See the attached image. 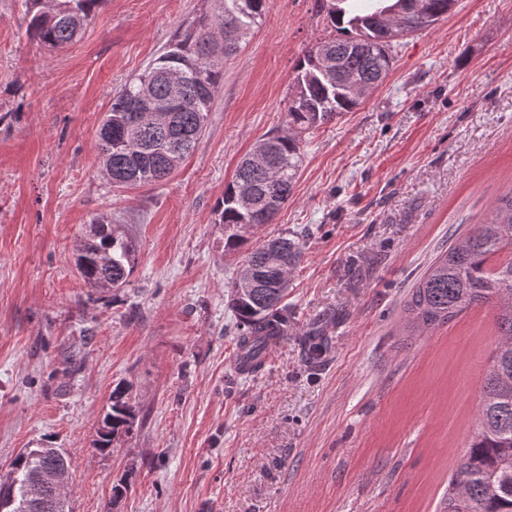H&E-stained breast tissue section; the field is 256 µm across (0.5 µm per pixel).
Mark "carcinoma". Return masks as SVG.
Returning a JSON list of instances; mask_svg holds the SVG:
<instances>
[{"instance_id": "obj_1", "label": "carcinoma", "mask_w": 512, "mask_h": 512, "mask_svg": "<svg viewBox=\"0 0 512 512\" xmlns=\"http://www.w3.org/2000/svg\"><path fill=\"white\" fill-rule=\"evenodd\" d=\"M456 0H317L331 27L344 34L328 38L299 58L282 129L262 139L238 164L217 213L224 225V250L239 257L246 275L233 278L230 305L236 320L239 370L258 371L272 342L288 335V307L281 305L289 275L303 258L299 242L280 233L251 243L250 230L272 223L292 195L302 163L300 135L344 112L383 83L394 63L392 43L427 28L448 14ZM101 0H24L27 36L57 49L72 43L88 25ZM222 14L178 31L148 69L117 94L98 132L100 163L112 186L127 188L167 179L202 137L224 59L233 56L259 26L269 0H221ZM185 75L181 97L172 105L163 68ZM137 102L161 119L136 123L129 104ZM137 261L131 238L108 218L92 222L76 250L85 283L103 295L124 287ZM496 309L498 342L477 408L476 428L448 482L436 512H512V189L486 218L441 252L408 292L403 304L408 335L429 334L463 312ZM127 388L112 390L98 451L133 426ZM59 448L19 454L0 474V494L12 472L70 470ZM12 512H57L50 488L15 484Z\"/></svg>"}]
</instances>
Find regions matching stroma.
Returning a JSON list of instances; mask_svg holds the SVG:
<instances>
[{
	"instance_id": "stroma-1",
	"label": "stroma",
	"mask_w": 512,
	"mask_h": 512,
	"mask_svg": "<svg viewBox=\"0 0 512 512\" xmlns=\"http://www.w3.org/2000/svg\"><path fill=\"white\" fill-rule=\"evenodd\" d=\"M217 13L103 0L52 50L27 37L22 0H0V472L22 449H62L71 512H435L475 429L494 313L405 336L401 307L512 188V0H457L399 38L379 89L305 136L291 198L253 233L298 232L303 249L290 332L253 375L234 365L216 207L282 127L297 60L333 34L315 0H270L169 179L112 187L96 148L122 86ZM102 215L138 259L96 302L74 257ZM121 381L137 420L101 454Z\"/></svg>"
}]
</instances>
